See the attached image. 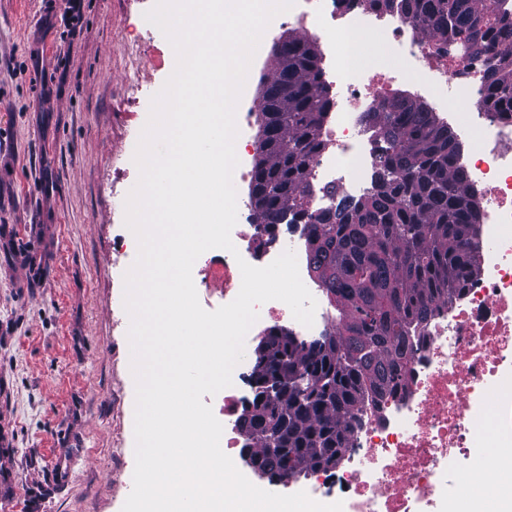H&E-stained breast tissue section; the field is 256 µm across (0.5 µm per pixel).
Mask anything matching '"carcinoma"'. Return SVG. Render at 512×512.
Here are the masks:
<instances>
[{"mask_svg": "<svg viewBox=\"0 0 512 512\" xmlns=\"http://www.w3.org/2000/svg\"><path fill=\"white\" fill-rule=\"evenodd\" d=\"M425 32L464 37L478 52L512 44V28L482 27L495 0H399ZM261 91L251 201L261 223H283L300 204L307 161L319 148L328 101L317 83L315 40L292 31L272 48ZM483 107L512 115V63L489 62ZM388 147L372 191L313 216L308 261L340 305L342 328L305 344L274 328L255 360L254 410L243 409V449L282 482L337 465L352 409L394 391L407 357V328L425 322L438 301L451 302L476 268L480 209L456 161L461 145L419 100L400 97L376 113ZM270 379L282 382L268 391ZM279 448L273 457L264 449Z\"/></svg>", "mask_w": 512, "mask_h": 512, "instance_id": "obj_1", "label": "carcinoma"}]
</instances>
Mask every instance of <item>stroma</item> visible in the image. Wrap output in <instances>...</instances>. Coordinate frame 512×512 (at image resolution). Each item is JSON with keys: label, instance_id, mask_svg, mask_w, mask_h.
Masks as SVG:
<instances>
[{"label": "stroma", "instance_id": "35a3bbf8", "mask_svg": "<svg viewBox=\"0 0 512 512\" xmlns=\"http://www.w3.org/2000/svg\"><path fill=\"white\" fill-rule=\"evenodd\" d=\"M154 2L0 0V512H121L131 492L125 201L175 69Z\"/></svg>", "mask_w": 512, "mask_h": 512}]
</instances>
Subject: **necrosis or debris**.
<instances>
[{"mask_svg": "<svg viewBox=\"0 0 512 512\" xmlns=\"http://www.w3.org/2000/svg\"><path fill=\"white\" fill-rule=\"evenodd\" d=\"M285 26L318 41L320 84L329 99L322 146L304 188L306 212L283 236L264 230L245 196H238L231 239L237 250L259 247L272 259L295 252L301 279L318 300L312 327L293 322L298 339L334 334L341 326L338 309L322 303L324 289L311 277L307 226L341 197L358 199L370 190L384 144L369 115L382 102L407 95L442 122L449 100L468 106L458 128L469 148L457 165L481 202L482 218L478 273L453 303L436 305L426 322L411 327L398 389L383 401L355 406L349 444L336 467L312 471L301 486L284 481L283 491L342 502L343 512H456L448 487L457 468L476 458L481 469L465 512H481L483 499L496 491L497 475L512 471V455L500 452L501 445L512 446V117L481 107L483 56L465 55L459 44L425 34L400 9L371 0H296L268 29ZM349 45L363 47L372 64L349 65ZM391 54L404 68L385 64ZM248 366L241 361L232 386L222 391L224 452L231 457L245 441L237 422Z\"/></svg>", "mask_w": 512, "mask_h": 512, "instance_id": "4bbe7bcc", "label": "necrosis or debris"}]
</instances>
